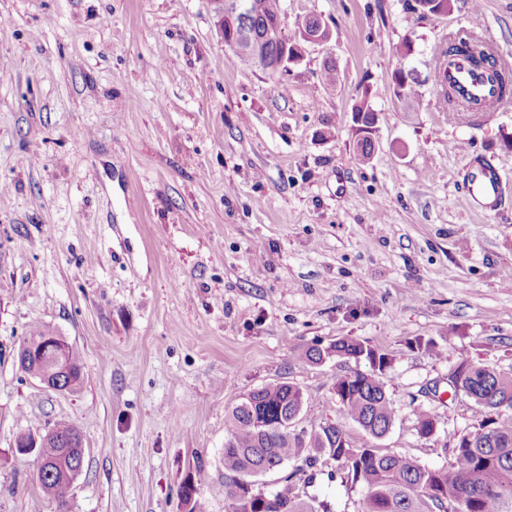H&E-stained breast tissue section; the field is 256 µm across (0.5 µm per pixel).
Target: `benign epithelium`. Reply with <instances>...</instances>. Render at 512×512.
<instances>
[{
  "mask_svg": "<svg viewBox=\"0 0 512 512\" xmlns=\"http://www.w3.org/2000/svg\"><path fill=\"white\" fill-rule=\"evenodd\" d=\"M209 3L216 17L215 26L221 40L234 50L251 55L263 68L271 71L292 69L304 59L306 46L323 45L331 39L330 29L323 20L313 27L303 26L298 35L289 37L279 18L267 24L263 35L257 36L234 26L236 20H244L251 15L253 0H209ZM268 41L278 43L277 54H267L265 46ZM394 83L396 96L401 99L405 98L409 89L415 88L411 74L403 69L396 71ZM67 344L65 337L54 334L45 336L41 341L40 356L49 361L50 365L37 380L48 389L65 391L70 387L71 372L66 370L64 362Z\"/></svg>",
  "mask_w": 512,
  "mask_h": 512,
  "instance_id": "obj_1",
  "label": "benign epithelium"
}]
</instances>
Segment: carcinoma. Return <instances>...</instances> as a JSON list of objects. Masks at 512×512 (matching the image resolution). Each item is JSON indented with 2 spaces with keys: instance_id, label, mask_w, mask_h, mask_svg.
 I'll return each instance as SVG.
<instances>
[{
  "instance_id": "obj_1",
  "label": "carcinoma",
  "mask_w": 512,
  "mask_h": 512,
  "mask_svg": "<svg viewBox=\"0 0 512 512\" xmlns=\"http://www.w3.org/2000/svg\"><path fill=\"white\" fill-rule=\"evenodd\" d=\"M253 25L280 14L279 0H255ZM473 50L465 53L455 46L441 49L440 68L446 70L459 60L497 87L507 101L512 73L498 65L488 43L469 36ZM440 95L451 106L466 112H480L474 101L460 98L452 85H444ZM305 358L313 364L322 359H363L370 371H355L336 377L335 389L343 415L376 439L384 437L395 421V410L387 396L384 372L391 367L386 354L348 338H338L323 348L311 347ZM66 361L75 375L73 386L81 382V354L70 345ZM456 381L472 399L482 416L479 427L461 435L447 466L428 467L401 455L382 453L365 445L356 447L337 425L304 417L302 427L285 431L283 420L303 412L301 389L286 382H274L250 391L225 415L224 484L221 492L231 501L232 512H332L330 504L316 498L305 500L292 476L280 489L265 492L247 477L256 469L274 470L296 462L315 467L327 457L338 464L341 480L361 484L366 489L361 512H512V376L490 366L463 360L456 365ZM36 480L43 495L67 512L72 479L67 475L78 458L58 438L48 440L36 452Z\"/></svg>"
}]
</instances>
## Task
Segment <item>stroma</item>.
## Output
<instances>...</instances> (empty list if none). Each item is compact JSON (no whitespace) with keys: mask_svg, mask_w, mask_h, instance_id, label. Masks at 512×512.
<instances>
[{"mask_svg":"<svg viewBox=\"0 0 512 512\" xmlns=\"http://www.w3.org/2000/svg\"><path fill=\"white\" fill-rule=\"evenodd\" d=\"M280 14L291 36L322 16L331 39L273 72L224 45L208 0H0V512H56L15 441L57 422L85 446L70 512H184L200 460L197 512H230L224 416L253 389L294 384L353 445L443 466L480 422L450 370L512 374V101L455 112L433 85L461 30L512 70V0H455L440 19L405 0H280ZM399 69L416 97L395 96ZM482 164L505 188L487 213L466 197ZM36 326L80 351L76 389L20 369ZM340 337L392 360L383 438L333 390L367 363L304 357Z\"/></svg>","mask_w":512,"mask_h":512,"instance_id":"obj_1","label":"stroma"}]
</instances>
